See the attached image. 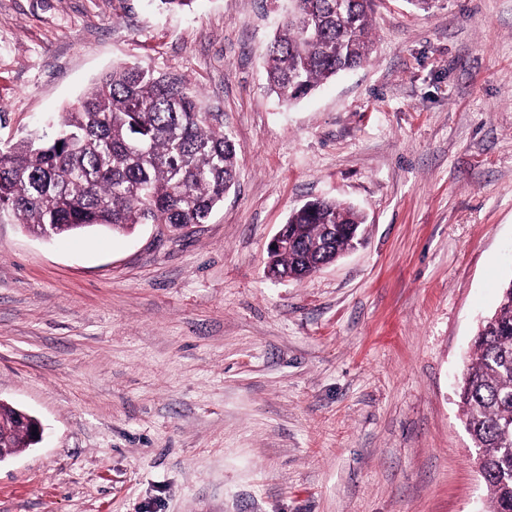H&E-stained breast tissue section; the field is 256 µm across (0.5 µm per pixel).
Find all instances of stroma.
Wrapping results in <instances>:
<instances>
[{"mask_svg":"<svg viewBox=\"0 0 512 512\" xmlns=\"http://www.w3.org/2000/svg\"><path fill=\"white\" fill-rule=\"evenodd\" d=\"M288 0H0V148L119 63L181 77L237 145L208 223L44 241L0 222V400L43 425L0 512H487L457 387L512 279V0H376L374 51L266 83ZM364 242L266 275L292 208Z\"/></svg>","mask_w":512,"mask_h":512,"instance_id":"stroma-1","label":"stroma"}]
</instances>
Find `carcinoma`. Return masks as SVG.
<instances>
[{
  "label": "carcinoma",
  "mask_w": 512,
  "mask_h": 512,
  "mask_svg": "<svg viewBox=\"0 0 512 512\" xmlns=\"http://www.w3.org/2000/svg\"><path fill=\"white\" fill-rule=\"evenodd\" d=\"M291 2L264 66L286 103L368 62L374 48V0ZM236 155L232 136L210 123L182 79L116 66L62 113L52 137L0 149V220L53 236L204 224L235 183ZM287 224L289 248L270 251L268 268L301 280L359 244L366 220L350 204L316 199ZM458 396L483 451L490 512H512V480L498 477L512 472V280L477 331ZM0 442L8 456L32 446L19 435Z\"/></svg>",
  "instance_id": "obj_1"
}]
</instances>
